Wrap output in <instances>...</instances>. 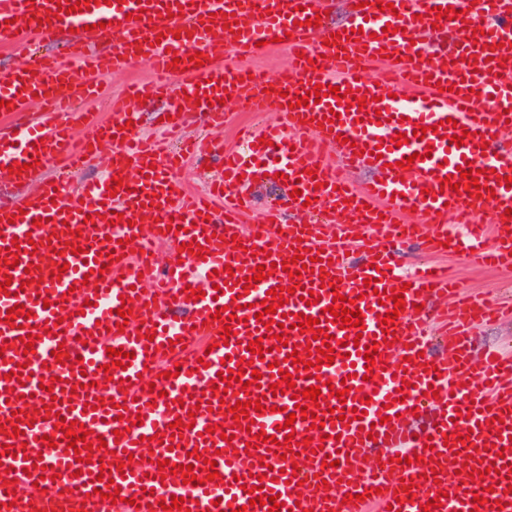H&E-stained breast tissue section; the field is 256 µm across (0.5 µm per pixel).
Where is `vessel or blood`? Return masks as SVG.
<instances>
[{"label":"vessel or blood","mask_w":512,"mask_h":512,"mask_svg":"<svg viewBox=\"0 0 512 512\" xmlns=\"http://www.w3.org/2000/svg\"><path fill=\"white\" fill-rule=\"evenodd\" d=\"M66 2L0 0V48L27 57L25 68L0 75V100L10 103L0 128V173L22 166L12 180L27 189L16 205L0 207V279L12 278L0 290V445L17 448L0 455V512H163L174 496L190 512H263L246 492L258 483L266 496L280 497V512H423L442 490L448 496L436 512H512V358L476 354L464 332L500 310L462 296L442 267L425 262L405 274L397 263L400 248L416 240L435 256L465 251L476 263L512 270V222L504 220L512 209L505 183L512 156L500 148L512 126V0H392L393 11L385 13L371 0L350 12L353 40L334 38L327 23L311 25L323 0H99L70 14ZM438 6L457 14L436 16ZM232 23L238 33L225 36ZM436 25L458 34L455 54L439 65L425 48ZM277 37L294 55L277 80L225 65L226 55L263 54V42ZM197 52L206 59L199 68L190 64ZM175 59L180 69H172ZM375 59L376 80L365 71ZM141 63L150 66L151 79L131 84L108 112H98L108 76ZM319 84L344 95L299 105ZM243 91L253 111L279 113V122L244 129L245 152L225 151L211 190L188 193L174 173L203 153L190 134L195 117L207 115L213 128H223L221 98ZM198 95L203 103H195ZM351 95L365 106H349ZM145 96L164 98L162 129L178 139L175 151L162 153L127 128ZM332 112L337 120L326 122ZM421 126L427 133L420 138ZM400 133L409 141L398 146L393 139ZM458 135L463 145H455ZM106 143L112 155L101 178L70 192L50 176L56 167L78 174ZM331 144L337 168L322 161ZM262 161L282 173L291 193L244 235L241 216L252 197L242 179ZM465 165L495 170L488 192L472 197L442 189L443 179L460 182ZM353 167L379 175L357 189L343 175ZM115 178L121 186H112ZM486 203L491 220L484 224L475 215ZM289 211L295 222L286 221ZM415 211L422 221H411ZM173 219L181 232L169 231ZM329 220L345 234L369 226L368 261L349 264L343 241H325ZM454 224L465 225L466 235L451 232ZM236 234L238 249L231 242ZM161 241L179 249L178 261L162 272L153 258ZM76 246L81 254H73ZM307 249L324 251L325 261L299 269L293 258ZM259 270L264 280L244 289L242 278ZM294 271L301 274L295 286ZM29 278L36 287L26 286ZM369 280L374 288H366ZM289 285L294 294L273 316L283 337L269 338L255 315L267 291ZM190 287L202 297H188ZM394 287L404 288L406 308L387 326L398 337L390 345L381 318L394 302L377 295ZM311 293L318 298L312 305L305 301ZM338 294L361 310L363 329L335 324L329 309ZM448 296L455 305L440 314L448 354L437 359L417 307ZM17 304L29 317L7 321ZM123 306L130 309L124 326L116 313ZM301 314L331 335L332 364L304 371L288 360L289 346L313 339L295 326ZM30 333L37 341L29 352L23 338ZM256 338L266 350L257 361L247 348ZM370 346L382 359L369 371ZM112 348L132 353L130 366L109 367ZM242 361L260 371L259 385L250 383L253 371L240 372ZM285 372L293 375L292 394H273L271 384ZM107 378L117 390L106 401L98 384ZM345 384L350 393L337 399ZM310 386L323 397L317 429L287 420L295 395ZM247 400L266 410L250 412L251 427L235 426L231 408ZM340 407L345 420L331 419L330 409ZM432 407L438 416L427 435L411 437L406 418ZM30 409L34 423L11 425L13 412ZM493 416L498 426H488ZM176 420L184 424L178 432L171 427ZM73 423L89 430L92 449L69 448L63 430ZM217 423L231 428L232 441L211 432ZM260 432L280 447L257 443ZM307 437L323 439V448L302 446ZM377 444L386 451L375 461L369 454ZM428 444L435 459L424 457ZM395 446L403 447L405 463L392 462ZM328 455L338 467L324 466ZM299 458L304 468H295ZM165 459L192 466L198 485L161 475ZM127 460L131 472L119 474ZM46 465L56 480L42 479ZM213 469L220 478L212 482ZM36 484L42 493L32 502ZM114 491L120 503L107 501ZM477 492L484 495L479 506Z\"/></svg>","instance_id":"obj_1"}]
</instances>
